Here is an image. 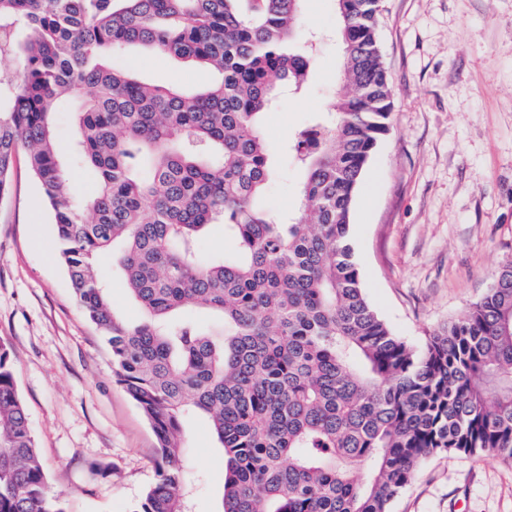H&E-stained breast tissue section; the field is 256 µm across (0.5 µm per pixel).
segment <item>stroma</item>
I'll use <instances>...</instances> for the list:
<instances>
[{"label": "stroma", "mask_w": 512, "mask_h": 512, "mask_svg": "<svg viewBox=\"0 0 512 512\" xmlns=\"http://www.w3.org/2000/svg\"><path fill=\"white\" fill-rule=\"evenodd\" d=\"M377 29L393 90L389 131L364 175L351 242L366 295L422 344L477 302L512 259V0H383ZM322 33L306 90L283 97L262 133L279 149L327 117L336 79V0H303ZM147 81L206 84L207 71L138 50ZM0 341L7 344L52 492L66 512H133L159 461L153 430L112 374L101 332L74 297L39 184L17 158L0 200ZM194 512H216L224 453L206 421L184 428ZM391 512H512V465L438 454Z\"/></svg>", "instance_id": "obj_1"}]
</instances>
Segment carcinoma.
Wrapping results in <instances>:
<instances>
[{
  "instance_id": "cac0c4a2",
  "label": "carcinoma",
  "mask_w": 512,
  "mask_h": 512,
  "mask_svg": "<svg viewBox=\"0 0 512 512\" xmlns=\"http://www.w3.org/2000/svg\"><path fill=\"white\" fill-rule=\"evenodd\" d=\"M302 0H0L17 74L0 72V199L19 152L48 202L59 257L114 377L152 427L154 483L133 512H189L183 422L224 452L217 512H389L438 453L512 463V261L484 296L415 346L368 301L350 242L363 174L389 130L380 0L337 5L349 92L331 119L269 149L261 127L315 55ZM128 45L208 68L186 90L115 62ZM86 87L61 153L54 116ZM302 174L282 217L264 204L283 160ZM92 169L78 195L69 168ZM234 243L205 258L215 224ZM112 253L135 323L112 306ZM223 321L221 338L177 312ZM0 512H65L47 491L10 352L0 342Z\"/></svg>"
}]
</instances>
